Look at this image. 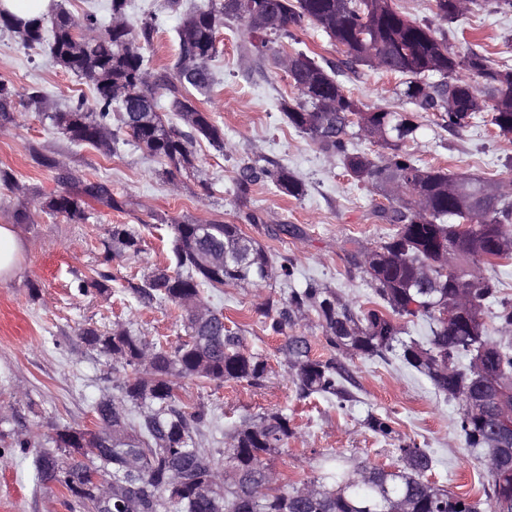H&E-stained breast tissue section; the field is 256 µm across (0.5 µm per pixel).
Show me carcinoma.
<instances>
[{
    "instance_id": "1",
    "label": "carcinoma",
    "mask_w": 512,
    "mask_h": 512,
    "mask_svg": "<svg viewBox=\"0 0 512 512\" xmlns=\"http://www.w3.org/2000/svg\"><path fill=\"white\" fill-rule=\"evenodd\" d=\"M435 3L436 14L444 20L460 15L455 0ZM127 6L128 0H110L111 22L104 26L94 12L79 20L56 5L51 15L53 57L91 82L95 96L90 104L81 98L68 111L48 112L46 118L71 142L105 153L127 132L140 149L168 165L171 175L194 167V140L203 138L221 149L224 132L210 113L185 96L174 97L172 107L190 128L187 133L169 125L156 110L168 83L151 75L142 54L153 42L156 25L151 18L130 24ZM277 9V23L270 28L258 30L241 22L257 52L268 47V35L288 37L290 28L309 24L322 29L350 62L404 77L401 95L420 112L439 113L448 129L464 128L488 110L499 135L512 136V65L495 64L475 51L460 56L438 40L430 25L377 0H279ZM226 20L240 22L236 0H222L219 8L202 4L184 19L174 73L182 88H211L210 62ZM44 22L43 17L25 20L0 9V30L25 43L43 39ZM294 56L288 76L297 95L282 104L288 123L324 153L342 158L355 180L383 185L397 177L401 183L393 197L396 205L381 210V218L395 232L360 260L381 307L357 314L332 289L310 283L300 291L291 289L275 305L271 329L279 333L311 311L336 349L382 360L393 356L425 376L438 394L458 403V427L467 447L479 448L487 457L489 512H512V494L503 492V485H512V451L493 447L487 422L473 416L465 400L467 391L483 382L512 385V344L488 336L481 318L498 284L483 274L472 283L452 282L447 269L430 263L429 253L434 243H455L460 217L448 203V185L475 188L486 179L418 166L413 154L401 149L416 137L417 124L396 111H364L344 91L335 71L302 52ZM430 72L442 80L426 81ZM17 96L18 90L0 80L1 122L11 120ZM323 99L331 101L326 108L320 105ZM136 100L153 104L154 110L132 111ZM115 108L121 125L114 129ZM373 131L391 146L390 153L372 159L350 151L354 140L369 138ZM264 177L288 196L298 198L304 192L285 168L247 166L240 183ZM90 199L113 210L124 206L112 193V184L79 181L45 200L43 209L83 224L89 219ZM470 224L479 242L500 237L512 247V194L486 204ZM170 228L174 266L154 268L134 290L141 300L181 310L187 339L167 348L119 324L110 332L93 326L80 329L78 336L87 348L131 368L116 379L120 395L94 402L95 428L58 429L47 437L50 447L38 440L36 431L15 433L0 446V460L18 452L33 454L36 481L64 489L68 512H478V503L423 479L432 460L422 448L399 449L403 466L393 470L359 462L347 468L327 456L318 479L288 490L267 463L294 435L288 414L250 418L226 431L203 408L190 413L179 409L182 379L258 385L267 373L264 358L245 349L225 327L223 312L209 305L204 290L256 287L277 279L286 284L293 270L285 263L274 266L264 247L236 224L186 219ZM111 240L114 256L140 252L141 237L127 224L112 225ZM425 267L431 268L433 279L422 285L419 276ZM450 294L463 295L480 318L470 323L441 319L440 306ZM495 318L499 332L512 333L511 302L501 303ZM419 319L430 330L423 342L405 329ZM285 357L303 394L342 393L336 367L313 357L304 338H289ZM207 432L224 434L223 461L203 447ZM92 474L112 485L111 500L89 485Z\"/></svg>"
}]
</instances>
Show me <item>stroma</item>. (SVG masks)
Returning <instances> with one entry per match:
<instances>
[{"label": "stroma", "mask_w": 512, "mask_h": 512, "mask_svg": "<svg viewBox=\"0 0 512 512\" xmlns=\"http://www.w3.org/2000/svg\"><path fill=\"white\" fill-rule=\"evenodd\" d=\"M394 5L410 19L429 23L452 51L473 50L512 64V9L500 8L496 0H483L451 23L437 17L434 0H394ZM151 16L159 31L143 54L151 73H168L178 53L176 30L183 14L168 9L166 0H131V23ZM239 28L234 21L220 28L210 64L214 83L208 93L193 96L196 107L223 128L224 148L216 150L198 139L194 169L172 179L164 163L145 156L129 134L104 154L70 142L53 128L46 113L81 96L93 98L91 83L58 65L47 43L26 45L0 32V78L19 92L12 121L0 125V170L13 176L12 184L0 182V224L13 225L22 244L18 272L0 280V413L7 415L8 428H37L46 435L62 426L93 428L94 401L115 394L113 379L124 368L87 349L79 328L105 330L120 323L152 342L173 346L183 340L176 310L141 303L129 290L152 268L168 264L169 222L189 218L239 225L274 262L293 265L296 284L309 279L326 284L358 312L375 301L369 275L353 265L350 255L391 234V225L379 216L391 196L387 189L351 178L339 158L322 153L289 124L280 104L296 94L291 79L272 54L248 51ZM274 46L335 65L338 81L363 109L412 114L419 129L405 148L421 167L505 176L512 138L499 136L490 122L449 130L438 113L416 111L401 96L398 77L349 66L316 28L294 29L291 37L276 38ZM47 158L54 167L44 166ZM254 164L293 172L304 184L303 195H285L266 180L241 185V170ZM75 179L111 182L113 193L126 202L124 210L91 203L92 216L83 224L43 212L42 203L69 189ZM253 212L261 215V223L247 221ZM270 220L295 227V234L269 237ZM115 224L140 231L138 256L104 261ZM97 272L108 275L110 294L93 289L78 294V281ZM283 296L276 283L208 290L211 306L224 313L225 326L237 331L245 348L266 359L268 372L258 386L182 381V401L208 408L228 428L245 418L287 412L295 435L270 456L269 464L291 486L319 477L328 453L390 470L400 464V448L416 446L433 458L428 480L485 501L490 475L485 462L464 444L457 404L398 360L349 356L332 348L315 313L274 333L263 307ZM292 336L304 337L313 357L336 363L344 372L345 398L300 395L284 355ZM373 416L390 425L389 436L370 428ZM63 500V490L37 485L31 456L19 454L0 465V512H67Z\"/></svg>", "instance_id": "obj_1"}]
</instances>
